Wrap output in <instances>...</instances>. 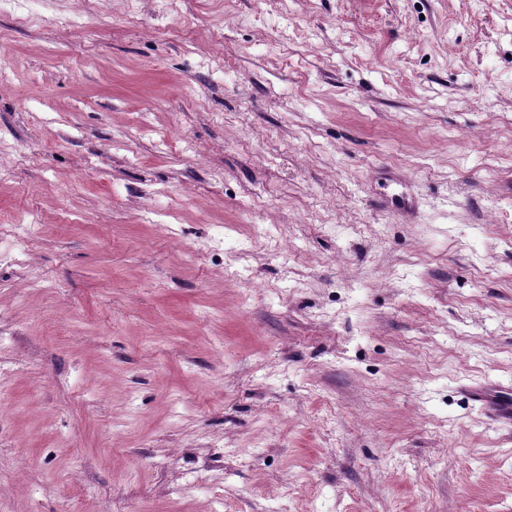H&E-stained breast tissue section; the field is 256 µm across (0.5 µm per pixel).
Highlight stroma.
<instances>
[{
  "mask_svg": "<svg viewBox=\"0 0 512 512\" xmlns=\"http://www.w3.org/2000/svg\"><path fill=\"white\" fill-rule=\"evenodd\" d=\"M18 224L0 512H512V0L0 6ZM468 398L482 403L488 417L512 422V386L483 384L468 388Z\"/></svg>",
  "mask_w": 512,
  "mask_h": 512,
  "instance_id": "1",
  "label": "stroma"
}]
</instances>
